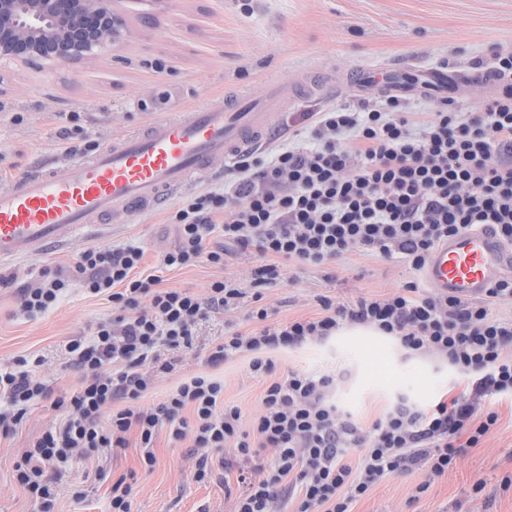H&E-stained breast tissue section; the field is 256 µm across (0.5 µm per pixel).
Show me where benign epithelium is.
<instances>
[{
	"label": "benign epithelium",
	"instance_id": "benign-epithelium-1",
	"mask_svg": "<svg viewBox=\"0 0 512 512\" xmlns=\"http://www.w3.org/2000/svg\"><path fill=\"white\" fill-rule=\"evenodd\" d=\"M123 27L113 0H0V57L79 61L116 40Z\"/></svg>",
	"mask_w": 512,
	"mask_h": 512
}]
</instances>
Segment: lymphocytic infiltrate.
Wrapping results in <instances>:
<instances>
[{"label": "lymphocytic infiltrate", "mask_w": 512, "mask_h": 512, "mask_svg": "<svg viewBox=\"0 0 512 512\" xmlns=\"http://www.w3.org/2000/svg\"><path fill=\"white\" fill-rule=\"evenodd\" d=\"M505 83L483 111L461 112L443 101L429 112L408 111L389 97L359 108L332 107L303 115L305 144L270 146L238 158L223 189L180 201L168 216L175 244L158 254V273L143 274L142 246H91L68 269L43 270L20 288L18 310L35 316L57 305L72 286L112 304L111 319L65 351L81 373L78 388L55 402L59 423L42 430L15 464L17 483L40 512H55L57 482L73 489L90 479L78 460L134 446L143 472L156 464L160 434L190 441L195 481L228 469L226 451L273 454L269 473L249 479L235 512H351V504L413 466L430 478L452 469L465 448L491 436L498 414L485 397L512 398V318L494 305L512 302V277L496 281L482 302L407 283L380 297L335 303L319 297L317 317L269 323L263 292L287 266L320 267L359 251L421 269L432 251L460 232L485 230L512 245V52L494 55ZM257 254L250 287L219 276L205 293L163 286L161 271L206 264L223 268L229 250ZM254 306L251 329L225 335L207 355L218 367L247 355L266 385L251 428L224 400L223 381L207 374L183 380L161 402L145 404L155 379L173 371L163 350L192 349L200 322ZM348 325L392 338L411 355H429L477 386L448 401L420 406L397 396L369 428L343 414L333 399L332 373L292 370L275 376L270 350L326 342ZM48 386L29 371H0V434H13ZM357 457L350 465L349 457Z\"/></svg>", "instance_id": "f902f5d3"}]
</instances>
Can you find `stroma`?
Here are the masks:
<instances>
[{"label":"stroma","mask_w":512,"mask_h":512,"mask_svg":"<svg viewBox=\"0 0 512 512\" xmlns=\"http://www.w3.org/2000/svg\"><path fill=\"white\" fill-rule=\"evenodd\" d=\"M119 41L79 62L23 65L0 58V189L15 184L44 160L74 164L79 157L135 132L159 118H177L198 103L248 94L263 97L275 77L294 86L284 101L282 122L301 113L359 102L376 103L374 90L357 93V74L373 65L406 60L421 69L445 67L466 73L465 84L447 96L463 112L481 111L493 95L483 83L492 54L512 50V0H140ZM151 13L144 24L141 13ZM224 169L191 178L157 209L113 224L100 242L141 245L146 265L158 251L173 246L175 229L167 217L182 198L224 185ZM78 248L48 249L0 268V368L26 358L48 385L51 396L33 405L17 432L0 440V512H38L16 484L14 463L29 440L58 420L54 401L71 393L78 374L64 346L86 336L94 321L112 315L111 303L69 291L51 311L27 317L17 311V292L46 268L72 265ZM411 267L384 262L354 251L324 268H287L281 282L268 288L270 322L315 316L317 298L346 303L379 297L420 281ZM246 309L212 316L197 329L195 347L174 352V370L156 379L148 403H159L189 374L214 372L224 380V400L241 408L244 423L259 410L264 381L236 357L217 368L205 362L226 332L248 329ZM277 373L291 369L329 371L338 376L335 399L362 427H369L401 393L422 403L471 388L429 356L409 355L388 337L339 336L320 345L273 353ZM497 429L484 443L458 458L448 474L429 479L416 467L389 478L355 500L352 512H512V399L494 398ZM139 449L98 453L89 469L106 479L89 483L75 497L68 482L58 487V512H109L112 475L136 472L133 512H234L245 491L239 470H269V452L241 462L239 469L193 480L186 444L160 435L151 474L139 470ZM482 492H474L476 483ZM424 493H417L420 484Z\"/></svg>","instance_id":"stroma-1"}]
</instances>
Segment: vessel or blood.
I'll use <instances>...</instances> for the list:
<instances>
[{"instance_id":"obj_1","label":"vessel or blood","mask_w":512,"mask_h":512,"mask_svg":"<svg viewBox=\"0 0 512 512\" xmlns=\"http://www.w3.org/2000/svg\"><path fill=\"white\" fill-rule=\"evenodd\" d=\"M411 63L362 73L360 86L395 94L447 91L461 73L427 69L411 81ZM288 88L270 84L264 97L207 103L182 119H160L136 133L113 137L73 165L45 163L0 190V265L54 246L98 238L103 219L130 216L158 204L196 174L228 165L259 148ZM512 273V247L488 232H463L440 244L422 270L436 291L461 299L482 296L504 273Z\"/></svg>"}]
</instances>
